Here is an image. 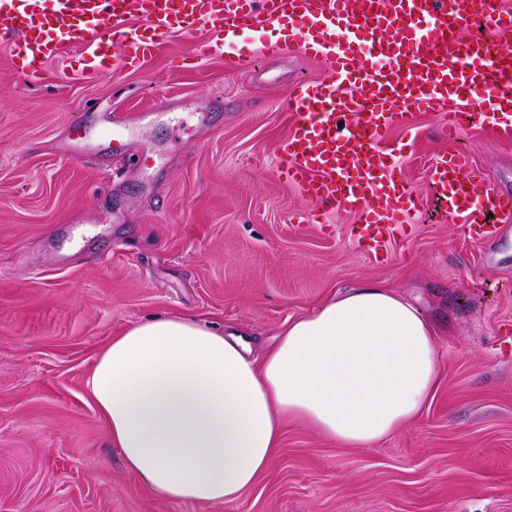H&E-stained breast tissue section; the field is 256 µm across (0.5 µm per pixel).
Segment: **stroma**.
I'll return each mask as SVG.
<instances>
[{"instance_id": "1", "label": "stroma", "mask_w": 512, "mask_h": 512, "mask_svg": "<svg viewBox=\"0 0 512 512\" xmlns=\"http://www.w3.org/2000/svg\"><path fill=\"white\" fill-rule=\"evenodd\" d=\"M231 49L187 60L174 34L141 66L97 82L67 47L42 77L17 71L0 39V512H512V237L467 238L428 196L443 147L437 113L389 130L426 198L378 262L350 237L356 215L325 224L281 179L292 130L284 102L317 61ZM125 117L163 150L144 178L127 156L75 159L56 144L76 118ZM457 145L512 195V144L471 114ZM363 283H382L436 324L439 380L421 415L373 448H339L286 422L269 470L222 505L167 500L111 448L87 381L130 323L187 315L252 335L261 354L288 319Z\"/></svg>"}]
</instances>
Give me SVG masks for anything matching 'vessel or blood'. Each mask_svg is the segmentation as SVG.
<instances>
[{"label":"vessel or blood","instance_id":"1","mask_svg":"<svg viewBox=\"0 0 512 512\" xmlns=\"http://www.w3.org/2000/svg\"><path fill=\"white\" fill-rule=\"evenodd\" d=\"M131 16L146 30L126 28ZM283 27L300 35L301 51L321 73L289 97L297 124L277 147V170L314 203V223L330 210L358 214L364 231L356 244L377 258L388 256L402 207L423 205L398 148L383 140L390 127L407 113L435 112L453 136L471 109L499 139L512 140V11L502 0H0V35L12 37L23 73L41 75L72 45L96 59L84 74L91 82L144 58L171 32L206 31L195 56L229 47L237 68L252 70L257 56L241 36ZM108 123L101 115L70 124L63 150L85 149ZM104 148L136 149L147 171L157 158L153 147L128 140ZM430 180L449 220L476 239H500L512 196L486 184L464 153L443 151Z\"/></svg>","mask_w":512,"mask_h":512}]
</instances>
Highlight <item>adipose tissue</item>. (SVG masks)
I'll return each instance as SVG.
<instances>
[{"mask_svg":"<svg viewBox=\"0 0 512 512\" xmlns=\"http://www.w3.org/2000/svg\"><path fill=\"white\" fill-rule=\"evenodd\" d=\"M437 329L368 283L290 319L261 356L245 331L188 317L130 324L88 380L126 470L180 502L239 500L271 466L284 421L340 448H371L413 422L438 377Z\"/></svg>","mask_w":512,"mask_h":512,"instance_id":"1","label":"adipose tissue"}]
</instances>
